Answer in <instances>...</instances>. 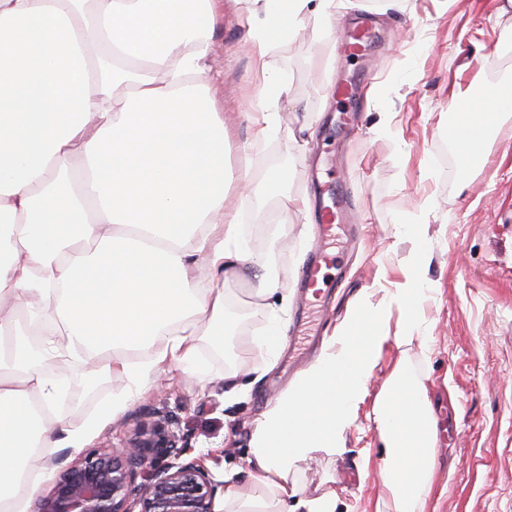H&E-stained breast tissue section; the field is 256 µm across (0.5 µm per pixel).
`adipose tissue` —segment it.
Instances as JSON below:
<instances>
[{
	"label": "adipose tissue",
	"instance_id": "1",
	"mask_svg": "<svg viewBox=\"0 0 512 512\" xmlns=\"http://www.w3.org/2000/svg\"><path fill=\"white\" fill-rule=\"evenodd\" d=\"M0 0V506L30 512L44 458L83 447L176 362L205 377L197 340L224 342V284L243 274L267 323L253 340L268 366L283 354L292 298L270 253L247 251L238 210L224 206V115L195 76L224 0ZM262 19L250 53L264 91L252 141L277 131L288 92L267 61L305 16L332 32L333 0H249ZM131 93L117 96V84ZM471 110L452 131L465 153L512 117V84L455 90ZM425 248L380 301L358 299L296 385L253 423L248 463L264 492L225 473L237 512H337L335 492L302 494L288 477L336 454L388 344L426 345ZM397 334H390L391 319ZM143 358L128 359L131 351ZM125 386L84 424L63 420L58 358ZM385 497L378 512H425L437 421L421 377L396 366L376 399Z\"/></svg>",
	"mask_w": 512,
	"mask_h": 512
}]
</instances>
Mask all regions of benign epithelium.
Listing matches in <instances>:
<instances>
[{"label":"benign epithelium","instance_id":"7a95c632","mask_svg":"<svg viewBox=\"0 0 512 512\" xmlns=\"http://www.w3.org/2000/svg\"><path fill=\"white\" fill-rule=\"evenodd\" d=\"M186 448L156 423L123 448L91 450L62 470L35 512H216L218 483L197 460L183 458ZM148 483L136 484L145 468Z\"/></svg>","mask_w":512,"mask_h":512}]
</instances>
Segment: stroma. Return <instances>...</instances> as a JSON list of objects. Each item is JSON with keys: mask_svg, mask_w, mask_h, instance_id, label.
Listing matches in <instances>:
<instances>
[{"mask_svg": "<svg viewBox=\"0 0 512 512\" xmlns=\"http://www.w3.org/2000/svg\"><path fill=\"white\" fill-rule=\"evenodd\" d=\"M365 20L374 24L371 50L344 59L341 35ZM331 22L335 38H317L306 29L274 49L271 66L287 74L290 92L278 102L276 134L255 143L246 114L262 90L247 40L257 22L241 0H226L216 20L201 80L224 114L232 175L250 180L246 244L261 251L275 243L273 261L292 307L304 312L288 336L317 343L333 335L355 300L369 292L382 298L401 281L414 246L398 228L421 225L424 277L434 286L424 317L432 344L413 349L410 357L438 426L428 512H512V119L485 140L484 160L468 177L440 159L454 124L455 86L512 79V25L497 18L495 0H335ZM364 77L377 84L379 97L362 100L353 126L342 127L341 106L327 89ZM385 112L397 113L398 124L381 132L377 125ZM295 139L307 141L306 154L291 149ZM336 178L347 185L355 221L329 246L345 275L324 305L313 306L299 292L297 274L321 240L311 213L293 201L313 197L321 182ZM224 288V345L198 343L206 379L163 365L90 449L124 446L159 422L216 480L231 471L238 483L253 484L250 423L317 354L304 351L295 366L283 357L266 370L264 354L252 344L265 312L246 281L234 279ZM402 355L393 341L383 349L343 453L319 456L297 474L306 495L332 489L339 512H376L383 485L374 408ZM56 371L71 385L64 411L71 425L125 385L117 373L89 382L87 367L66 359ZM229 375L247 387L233 400L224 395Z\"/></svg>", "mask_w": 512, "mask_h": 512, "instance_id": "obj_1", "label": "stroma"}]
</instances>
